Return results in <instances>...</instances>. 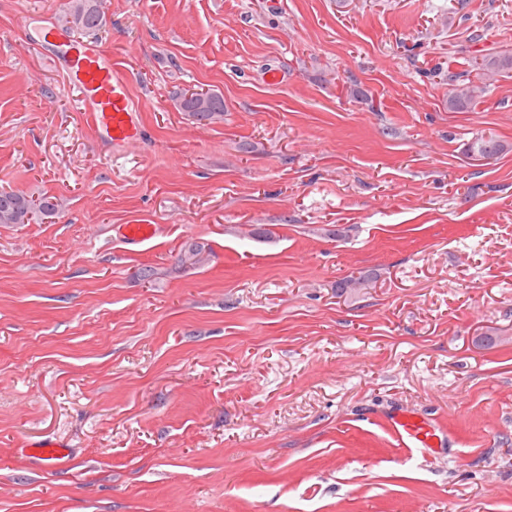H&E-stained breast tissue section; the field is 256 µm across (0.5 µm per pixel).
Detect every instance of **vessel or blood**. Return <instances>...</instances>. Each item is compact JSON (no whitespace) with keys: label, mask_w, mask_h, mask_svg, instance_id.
Returning <instances> with one entry per match:
<instances>
[{"label":"vessel or blood","mask_w":512,"mask_h":512,"mask_svg":"<svg viewBox=\"0 0 512 512\" xmlns=\"http://www.w3.org/2000/svg\"><path fill=\"white\" fill-rule=\"evenodd\" d=\"M47 58L62 65L69 88L96 125L105 129L114 145L140 140L142 129L135 120L133 96L127 75L115 68L107 52L92 41H77L62 28H47ZM393 429L409 448L433 447L437 435L424 421L410 415L398 417Z\"/></svg>","instance_id":"b4317fda"}]
</instances>
